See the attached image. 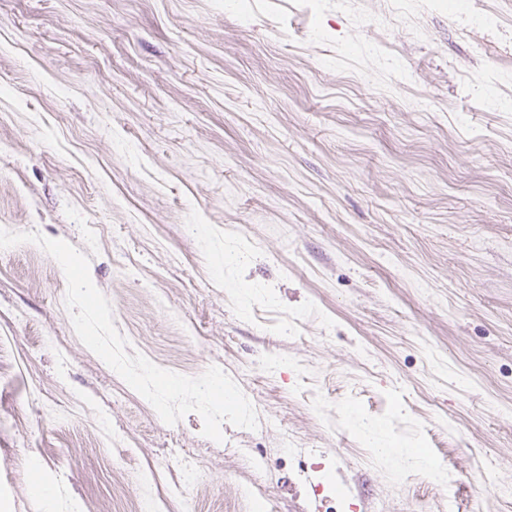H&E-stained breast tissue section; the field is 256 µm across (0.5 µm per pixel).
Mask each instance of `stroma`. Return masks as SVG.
Segmentation results:
<instances>
[{"label": "stroma", "instance_id": "35a3bbf8", "mask_svg": "<svg viewBox=\"0 0 512 512\" xmlns=\"http://www.w3.org/2000/svg\"><path fill=\"white\" fill-rule=\"evenodd\" d=\"M0 228L258 417L0 250V512H512V0H0Z\"/></svg>", "mask_w": 512, "mask_h": 512}]
</instances>
